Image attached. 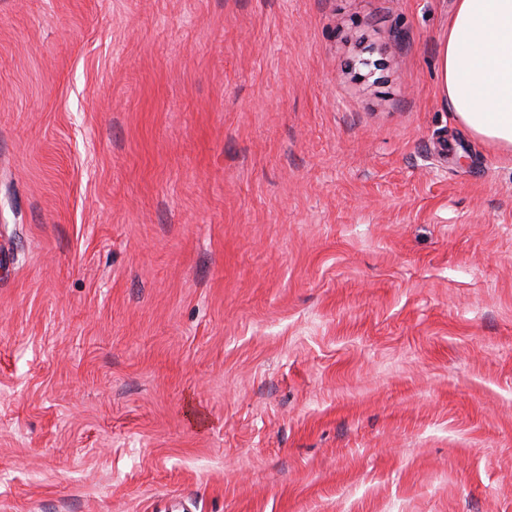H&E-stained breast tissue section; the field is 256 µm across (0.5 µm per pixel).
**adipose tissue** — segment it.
I'll return each mask as SVG.
<instances>
[{
    "instance_id": "adipose-tissue-1",
    "label": "adipose tissue",
    "mask_w": 512,
    "mask_h": 512,
    "mask_svg": "<svg viewBox=\"0 0 512 512\" xmlns=\"http://www.w3.org/2000/svg\"><path fill=\"white\" fill-rule=\"evenodd\" d=\"M440 87L460 123L512 151V0H455Z\"/></svg>"
}]
</instances>
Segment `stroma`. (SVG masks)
<instances>
[{
	"label": "stroma",
	"mask_w": 512,
	"mask_h": 512,
	"mask_svg": "<svg viewBox=\"0 0 512 512\" xmlns=\"http://www.w3.org/2000/svg\"><path fill=\"white\" fill-rule=\"evenodd\" d=\"M453 8L0 0V512H512Z\"/></svg>",
	"instance_id": "stroma-1"
}]
</instances>
